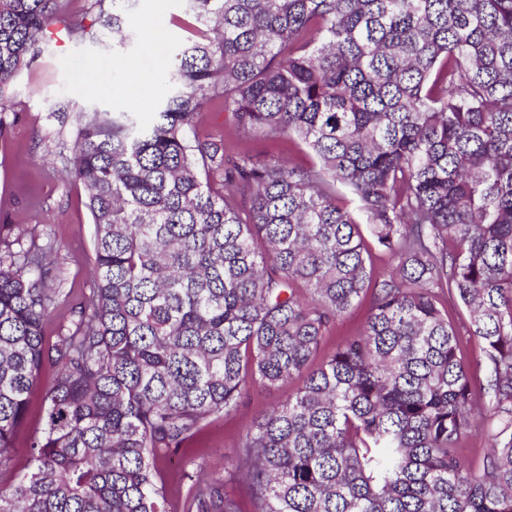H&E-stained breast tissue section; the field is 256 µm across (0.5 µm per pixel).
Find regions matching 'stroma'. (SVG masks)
I'll use <instances>...</instances> for the list:
<instances>
[{
  "mask_svg": "<svg viewBox=\"0 0 512 512\" xmlns=\"http://www.w3.org/2000/svg\"><path fill=\"white\" fill-rule=\"evenodd\" d=\"M192 14L186 0H165L163 12L152 21L147 36L131 37L125 48L89 36L47 42L41 58L18 76L11 92L12 111L0 127V233L22 240L52 242L56 249V287L67 294L49 314L48 335L71 318L72 301L89 295L93 286L94 226L82 185L67 179L63 155L69 154L78 113L109 112L135 106L142 120L153 117V104L163 89L160 73L171 70L176 49L186 43ZM139 59L149 78L130 89L125 63ZM63 101V116L51 114L48 100ZM462 341L465 365L473 386L485 382L481 341L469 335L468 313L449 308ZM54 376L44 371L11 450V466L0 471V486L9 485L28 466L27 439L42 426V402ZM291 381L270 391H250L240 411L216 417L191 441L186 450L204 474L220 477L235 457L247 424L261 411L285 402L296 391Z\"/></svg>",
  "mask_w": 512,
  "mask_h": 512,
  "instance_id": "1",
  "label": "stroma"
}]
</instances>
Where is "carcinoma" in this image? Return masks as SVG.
Listing matches in <instances>:
<instances>
[{
	"instance_id": "carcinoma-1",
	"label": "carcinoma",
	"mask_w": 512,
	"mask_h": 512,
	"mask_svg": "<svg viewBox=\"0 0 512 512\" xmlns=\"http://www.w3.org/2000/svg\"><path fill=\"white\" fill-rule=\"evenodd\" d=\"M104 2L123 46L136 0ZM188 2L154 120L78 117L95 288L56 335L54 249L0 239V467L56 374L0 512H174L157 462L295 378L227 476L183 470L187 512H512V0ZM65 4L0 0V100L75 33ZM213 110L235 136L201 134ZM283 138L316 161L251 146ZM367 292L363 328L309 370ZM444 299L483 343L480 395Z\"/></svg>"
}]
</instances>
